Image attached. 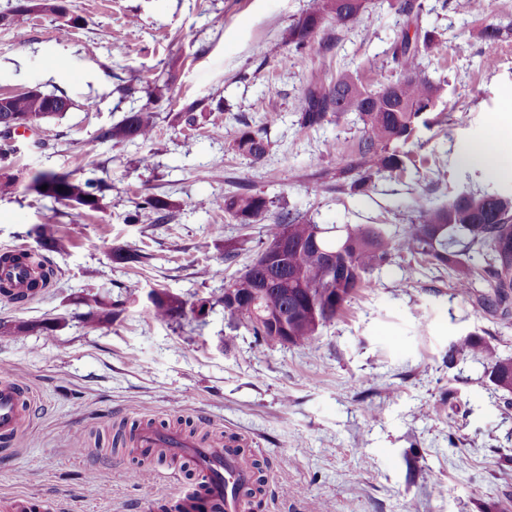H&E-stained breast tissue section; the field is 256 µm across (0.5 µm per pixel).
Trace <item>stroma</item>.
<instances>
[{
  "label": "stroma",
  "instance_id": "35a3bbf8",
  "mask_svg": "<svg viewBox=\"0 0 512 512\" xmlns=\"http://www.w3.org/2000/svg\"><path fill=\"white\" fill-rule=\"evenodd\" d=\"M420 2L443 42L429 66L446 83L441 122L420 129L414 166L360 194L346 170L361 124L344 116L300 128L297 100L307 80L345 67L375 88L394 80L400 0H370L358 23L325 28L301 50L286 37L309 0H68L64 18L38 0L22 12L0 0L12 14L0 24V94L37 87L73 103L14 138L7 171L17 188L0 197V252L37 249L36 224L58 225L67 240L48 255L58 270L49 288L25 304L0 296V321L63 322L49 335L0 334V374L35 394L25 438L0 447V502L29 495L50 512H146L200 484L179 460L129 482L140 455L119 438L142 421L238 441L263 479L254 512H512V394L495 389L482 362L448 361L468 337L512 357V321L475 310L451 270L395 256L305 348L258 341L219 306L181 323L148 310L154 288L191 304L213 298L266 243L265 225L235 224L212 204L239 185L270 200L272 220L288 211L390 230L410 223L422 193L437 203L473 190L512 195V174L458 156L512 110V37L490 68L479 37L512 21V0ZM161 73L173 86L158 92ZM190 106L202 115L191 130L173 120ZM140 109L157 114L150 139L100 140ZM245 121L267 126L261 160L230 148ZM38 138L47 148L33 147ZM45 169L102 181L103 209L37 195L28 177ZM151 193L172 202V219L131 221ZM116 246L142 262L114 260ZM105 292L124 303L117 320L83 322L84 298ZM76 432L82 458L69 453Z\"/></svg>",
  "mask_w": 512,
  "mask_h": 512
}]
</instances>
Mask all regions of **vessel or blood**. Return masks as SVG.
<instances>
[{
  "label": "vessel or blood",
  "mask_w": 512,
  "mask_h": 512,
  "mask_svg": "<svg viewBox=\"0 0 512 512\" xmlns=\"http://www.w3.org/2000/svg\"><path fill=\"white\" fill-rule=\"evenodd\" d=\"M33 277V272L15 265H0V278L11 280L17 291L27 292ZM32 414L29 387L10 376L0 378V443L18 446ZM136 443L141 448H168L191 456L205 474L211 498L221 505L224 512H247L249 503L242 491L253 484L254 474L223 442L205 444L193 436L152 426L139 431Z\"/></svg>",
  "instance_id": "b4317fda"
}]
</instances>
